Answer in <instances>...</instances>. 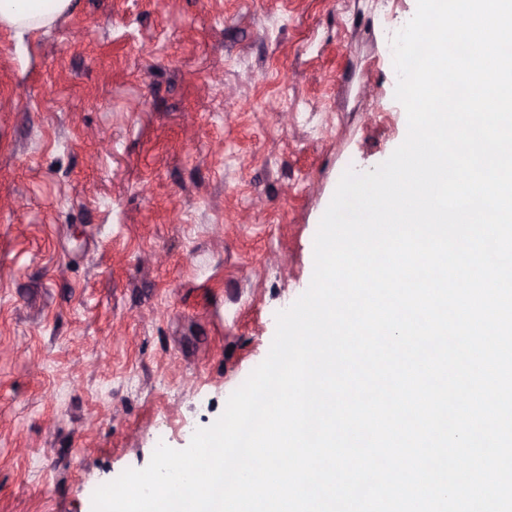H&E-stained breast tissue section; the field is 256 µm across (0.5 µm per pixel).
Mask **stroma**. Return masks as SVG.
I'll return each instance as SVG.
<instances>
[{"label": "stroma", "mask_w": 512, "mask_h": 512, "mask_svg": "<svg viewBox=\"0 0 512 512\" xmlns=\"http://www.w3.org/2000/svg\"><path fill=\"white\" fill-rule=\"evenodd\" d=\"M416 0H73L0 25V512L182 449L309 287L341 175L403 142Z\"/></svg>", "instance_id": "obj_1"}]
</instances>
